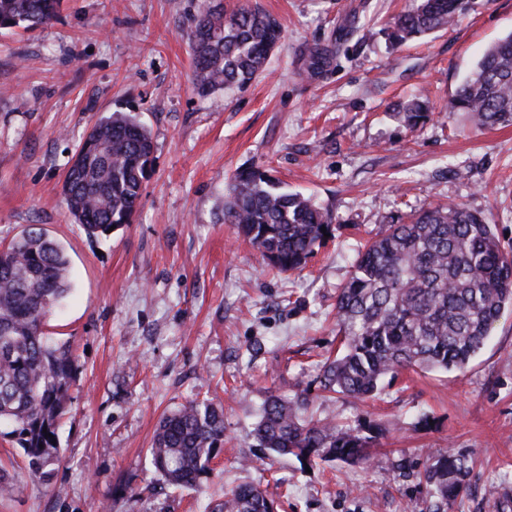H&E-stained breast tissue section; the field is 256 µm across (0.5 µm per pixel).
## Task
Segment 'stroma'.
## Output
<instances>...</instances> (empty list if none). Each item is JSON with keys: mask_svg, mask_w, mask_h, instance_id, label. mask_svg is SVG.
<instances>
[{"mask_svg": "<svg viewBox=\"0 0 512 512\" xmlns=\"http://www.w3.org/2000/svg\"><path fill=\"white\" fill-rule=\"evenodd\" d=\"M408 2L250 0L281 41L247 87L207 96L183 35L197 0H63L52 24L0 33V245L35 224L65 247L72 289L45 331L77 359L51 480L0 439V473L17 484L0 512H208L242 485L276 512H429L418 474L449 452L470 473L448 512H512V311L464 372L403 371L362 402L322 397L336 295L366 240L453 201L512 245V126L479 130L445 109L512 33V0H471L448 30L395 47L383 29ZM420 95L429 116L411 130L394 112ZM113 112L149 129L152 171L132 223L91 240L62 182L81 137ZM242 168L331 211L302 270H271L225 223ZM296 392L314 417L376 432L369 462L307 466L259 448L264 401ZM195 398L223 404L224 451L200 488L180 489L148 449L160 419Z\"/></svg>", "mask_w": 512, "mask_h": 512, "instance_id": "35a3bbf8", "label": "stroma"}]
</instances>
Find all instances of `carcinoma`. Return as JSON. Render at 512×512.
I'll use <instances>...</instances> for the list:
<instances>
[{"label": "carcinoma", "mask_w": 512, "mask_h": 512, "mask_svg": "<svg viewBox=\"0 0 512 512\" xmlns=\"http://www.w3.org/2000/svg\"><path fill=\"white\" fill-rule=\"evenodd\" d=\"M470 0H410L391 24L393 45L443 30ZM61 0H0V30L31 31L56 20ZM185 34L201 95L242 87L264 70L282 36L279 21L242 3L232 9L200 0ZM478 129L512 125V34L489 46L448 100ZM412 129L428 117L415 99L402 107ZM154 151L150 131L130 114L98 118L68 162L62 183L67 211L89 239L132 221ZM224 223L233 224L280 272L300 269L330 228L332 215L298 192L281 190L266 173L238 171L224 197ZM70 290L64 247L31 227L0 247V435L15 442L29 468L50 480L55 430L76 373L70 342L43 325ZM512 307V253L495 225L461 203L421 208L359 251L336 296L341 346L323 366V390L363 401L400 370L462 372L482 350L493 325ZM303 393L271 395L254 428L270 453L365 463L373 437L330 422L302 418ZM224 449V408L191 401L165 416L149 449L154 468L175 487L200 484ZM470 468L448 453L424 474L434 512H446L466 488ZM218 512H275L257 486L224 493Z\"/></svg>", "instance_id": "obj_1"}]
</instances>
